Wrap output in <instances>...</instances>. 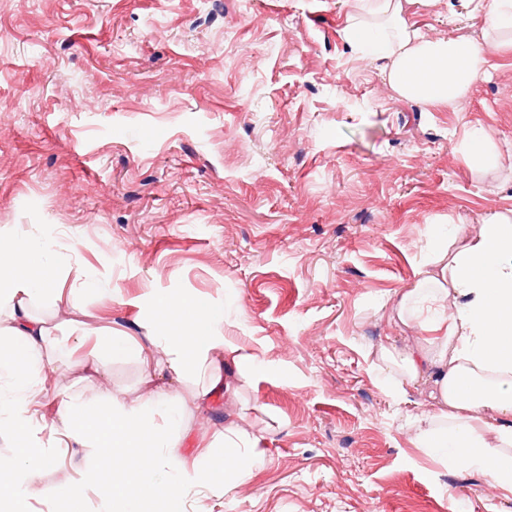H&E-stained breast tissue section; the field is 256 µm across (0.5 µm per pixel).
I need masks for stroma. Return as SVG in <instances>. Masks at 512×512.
I'll return each instance as SVG.
<instances>
[{
    "label": "stroma",
    "mask_w": 512,
    "mask_h": 512,
    "mask_svg": "<svg viewBox=\"0 0 512 512\" xmlns=\"http://www.w3.org/2000/svg\"><path fill=\"white\" fill-rule=\"evenodd\" d=\"M380 4L0 0V226L56 237L57 286L86 313L66 338L58 305L34 309L68 373L40 393L41 487L69 488L90 463L55 445L63 401L96 389L138 404L170 380L161 347L149 364L109 360L93 384L84 371L96 328L142 338L144 296L169 292L224 305L225 336L266 364L231 404L175 385L178 455L229 415L264 437L229 492L191 494L187 512H512L415 447L403 417L422 395L395 402L373 365L379 345L417 338L394 326L395 303L446 248L437 226L475 233L512 213V51L491 48L512 33H485L462 0H401L423 36L487 52L485 78L436 107L347 42L350 23L390 26ZM78 98L95 110L71 111ZM478 125L491 156L469 149ZM87 278L111 294L83 291Z\"/></svg>",
    "instance_id": "1"
}]
</instances>
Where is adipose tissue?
<instances>
[{
    "mask_svg": "<svg viewBox=\"0 0 512 512\" xmlns=\"http://www.w3.org/2000/svg\"><path fill=\"white\" fill-rule=\"evenodd\" d=\"M374 57L389 61L388 80L407 98L442 105L462 98L483 76L473 48L456 38H423L399 24ZM54 237L0 228V432L16 448L0 456V512H26L32 482L48 455L33 441L40 426L39 387L52 346L45 321L32 312L44 299L61 301L53 279ZM399 324L418 329L416 346L403 351L380 346V372H397L395 402L424 387L425 407L404 425L416 447L446 458L451 468L490 475L488 496H512V217L495 215L476 235L460 239L456 252L404 289L397 301ZM138 341L101 330L97 343L115 356L147 357L164 347L176 379L194 374L209 387H223L220 365L259 373L256 354L229 342L224 310L204 298L172 293L154 297ZM63 446L94 452L79 486L61 495L65 512H82L83 487L95 488L107 512H144L163 504L184 512L191 493L241 473L247 460L238 448L257 447L258 435L227 421L219 442L201 441L191 459L163 456L177 447L182 410L171 389L155 387L149 401L120 405L111 395L73 398L59 410Z\"/></svg>",
    "mask_w": 512,
    "mask_h": 512,
    "instance_id": "1",
    "label": "adipose tissue"
}]
</instances>
